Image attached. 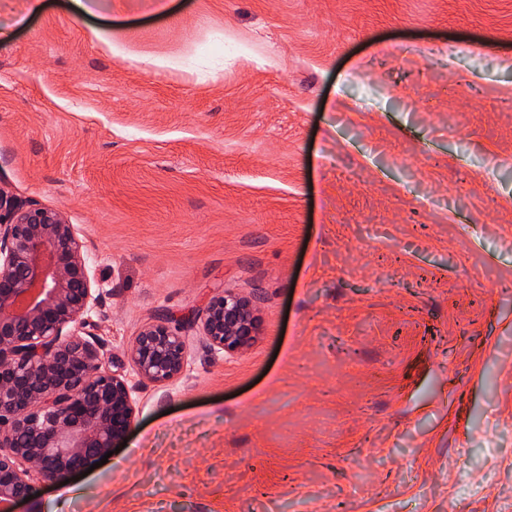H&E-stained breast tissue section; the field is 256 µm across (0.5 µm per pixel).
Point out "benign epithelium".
<instances>
[{"instance_id": "benign-epithelium-1", "label": "benign epithelium", "mask_w": 512, "mask_h": 512, "mask_svg": "<svg viewBox=\"0 0 512 512\" xmlns=\"http://www.w3.org/2000/svg\"><path fill=\"white\" fill-rule=\"evenodd\" d=\"M101 301L75 225L58 208L25 206L0 185V504L88 467L132 429L135 387L88 339ZM212 352L242 353L259 334L254 300L224 289L195 314ZM189 335L163 315L125 355L142 381L184 373Z\"/></svg>"}]
</instances>
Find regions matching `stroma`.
Segmentation results:
<instances>
[{
	"mask_svg": "<svg viewBox=\"0 0 512 512\" xmlns=\"http://www.w3.org/2000/svg\"><path fill=\"white\" fill-rule=\"evenodd\" d=\"M40 4L0 0V183L77 228L106 361L160 312L190 348L12 512H512V0ZM211 352L242 353L259 334V316L254 300L232 290L218 291L194 317Z\"/></svg>",
	"mask_w": 512,
	"mask_h": 512,
	"instance_id": "obj_1",
	"label": "stroma"
}]
</instances>
